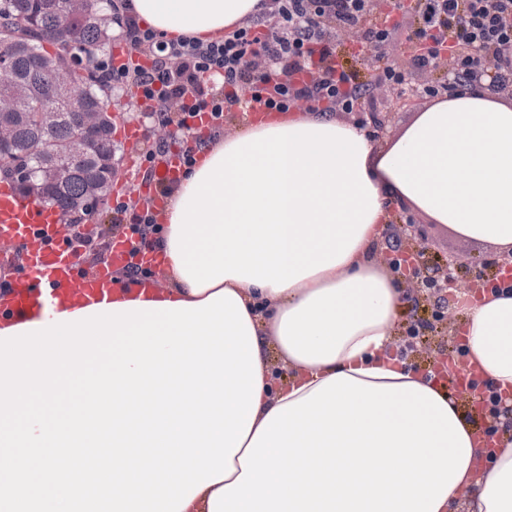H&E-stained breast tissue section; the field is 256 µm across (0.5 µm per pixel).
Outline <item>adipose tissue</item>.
I'll use <instances>...</instances> for the list:
<instances>
[{
	"label": "adipose tissue",
	"instance_id": "obj_1",
	"mask_svg": "<svg viewBox=\"0 0 512 512\" xmlns=\"http://www.w3.org/2000/svg\"><path fill=\"white\" fill-rule=\"evenodd\" d=\"M129 2L165 40L206 43L258 0ZM392 200L511 253L512 98L457 91L383 142L302 112L200 147L149 237L167 281L149 300L237 294L261 390L232 474L184 512H512V438L487 450L462 408L495 391L512 423V289L459 293L449 332L474 383L446 391L394 335L408 292L386 259Z\"/></svg>",
	"mask_w": 512,
	"mask_h": 512
}]
</instances>
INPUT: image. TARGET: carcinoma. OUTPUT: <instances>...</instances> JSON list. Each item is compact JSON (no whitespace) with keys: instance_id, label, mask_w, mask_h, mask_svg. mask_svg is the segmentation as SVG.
<instances>
[{"instance_id":"cac0c4a2","label":"carcinoma","mask_w":512,"mask_h":512,"mask_svg":"<svg viewBox=\"0 0 512 512\" xmlns=\"http://www.w3.org/2000/svg\"><path fill=\"white\" fill-rule=\"evenodd\" d=\"M107 2L93 8L87 7L80 18H69L65 0H0V47L9 56L7 68L0 69V94L10 90L12 84L22 82L29 86L32 98L22 102L17 111L12 145L0 153V166L5 162H19L21 166L37 168L40 163L28 160L23 154L26 144L34 137H41L49 146L47 160L60 157V148L76 134L71 108L65 104L50 105L46 90L50 81L67 70L71 56L64 53L55 34L64 25L74 28L78 39L77 51L86 55L93 67H98L99 53L109 44L112 21L106 17ZM108 93V88L91 75L80 90L79 100L92 105ZM38 112H54V121L45 125L37 120ZM113 127L105 125L96 152L80 160L67 161L68 176L61 182L46 186L39 203L57 209L70 210L79 205L86 190L87 175L99 173L110 190V162L116 158L118 145L112 138Z\"/></svg>"}]
</instances>
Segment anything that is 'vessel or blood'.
<instances>
[{"instance_id":"1","label":"vessel or blood","mask_w":512,"mask_h":512,"mask_svg":"<svg viewBox=\"0 0 512 512\" xmlns=\"http://www.w3.org/2000/svg\"><path fill=\"white\" fill-rule=\"evenodd\" d=\"M0 240L23 249L22 275L0 285V321L31 323L53 311L111 303L112 273L131 260L132 243L120 236L106 264L83 270L77 250L64 242L55 210L5 186L0 188Z\"/></svg>"}]
</instances>
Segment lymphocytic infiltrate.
<instances>
[{"instance_id": "obj_1", "label": "lymphocytic infiltrate", "mask_w": 512, "mask_h": 512, "mask_svg": "<svg viewBox=\"0 0 512 512\" xmlns=\"http://www.w3.org/2000/svg\"><path fill=\"white\" fill-rule=\"evenodd\" d=\"M112 22L145 60L106 62L108 78L141 99L158 123L190 134L179 151L186 168L200 144L191 135L198 117H207L216 137L228 112H362L375 90L403 88L410 68L447 70L444 82L421 87L431 98L484 84L512 88V0H392L386 10L376 0H260L255 15L208 44L165 41L118 10ZM343 34L357 35L364 51L383 59L369 82L337 61ZM399 44L402 59L386 60Z\"/></svg>"}]
</instances>
